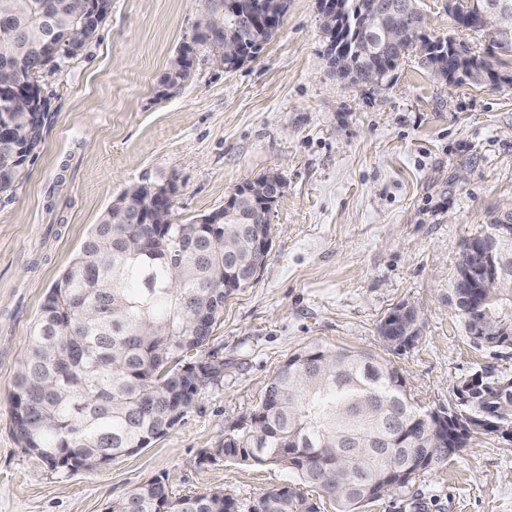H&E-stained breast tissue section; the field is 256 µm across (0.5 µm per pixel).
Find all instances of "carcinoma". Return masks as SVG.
<instances>
[{
    "label": "carcinoma",
    "mask_w": 512,
    "mask_h": 512,
    "mask_svg": "<svg viewBox=\"0 0 512 512\" xmlns=\"http://www.w3.org/2000/svg\"><path fill=\"white\" fill-rule=\"evenodd\" d=\"M368 0H340L336 29L323 25L328 41L346 50L355 73L397 70L416 52L448 71V41L425 39L383 55L378 33L363 32L356 22ZM393 3L391 16L423 18L418 0ZM72 0H0V54L14 53V86L0 95V123L28 112H47L38 78L58 61L36 51L29 37L47 30L66 43ZM233 17L224 25L236 38L264 48L273 34L263 28L240 29ZM184 43L159 83V95L184 86L191 70L182 53L207 45L202 28ZM499 51L492 63L478 57L487 71L483 81L497 83V70L512 58V40L489 24L480 29ZM184 224L168 225L155 239L151 225L130 219L115 224L107 207L93 225L82 250L50 289L34 323L16 378L12 411L22 448L52 471L96 469L104 455H131L149 446L192 409L204 385L220 376L224 364H202L192 352L208 342L224 302L240 290L224 285V225L194 224L202 242L181 247ZM502 287L486 295L455 273L452 295L469 298L458 310L465 331L477 324L484 335L472 340L488 348H512V240L492 257ZM491 386L448 412L452 442L435 427L431 412L419 410L405 391L397 367L366 351L316 343L290 356L267 385L250 423L224 435L205 458L214 461L281 465L299 482L274 488L244 505L212 489L173 497L167 486L150 481L110 512H320L304 491L314 487L336 505V512L361 507L410 485L433 465L460 454L477 433L512 430V376L480 370Z\"/></svg>",
    "instance_id": "1"
}]
</instances>
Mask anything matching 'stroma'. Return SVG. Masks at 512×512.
Wrapping results in <instances>:
<instances>
[{"mask_svg": "<svg viewBox=\"0 0 512 512\" xmlns=\"http://www.w3.org/2000/svg\"><path fill=\"white\" fill-rule=\"evenodd\" d=\"M447 2L420 0L428 36L484 53L485 34L457 29ZM203 15L204 0H110L80 55L39 79L42 144L13 195L0 196V512H109L153 479L177 497L221 488L243 502L296 483L283 467L204 455L248 421L280 365L312 341L381 353L428 410L453 407L481 368L512 375V349L475 346L449 300L461 244L512 206V85L451 86L413 53L382 81L342 79L317 0H288L255 60L228 73L198 48L190 80L157 97ZM272 172L286 188L271 253L197 355L224 372L195 407L147 448L91 471H52L26 453L10 397L28 337L112 200L170 180L172 213L190 220ZM402 303L419 311L422 331L400 349L378 327ZM364 512H512V435H477Z\"/></svg>", "mask_w": 512, "mask_h": 512, "instance_id": "obj_1", "label": "stroma"}]
</instances>
